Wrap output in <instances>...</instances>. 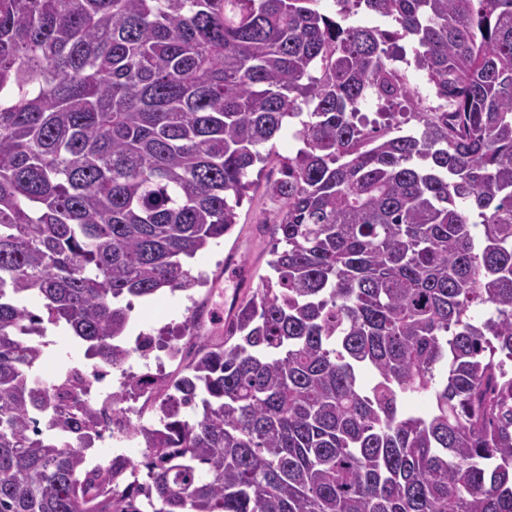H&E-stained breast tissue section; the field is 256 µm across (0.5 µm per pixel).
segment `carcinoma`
I'll return each instance as SVG.
<instances>
[{"label": "carcinoma", "mask_w": 512, "mask_h": 512, "mask_svg": "<svg viewBox=\"0 0 512 512\" xmlns=\"http://www.w3.org/2000/svg\"><path fill=\"white\" fill-rule=\"evenodd\" d=\"M315 2L0 0V512H512V0ZM292 118L273 275L184 323L128 487L88 452L134 384L38 381L31 336L125 365L127 298L204 285ZM111 375V373L105 372L98 373L94 381V389L91 392L90 397L97 406L103 401L111 398L112 394H115L121 384V378H118V387L115 389L114 378L111 377Z\"/></svg>", "instance_id": "cac0c4a2"}]
</instances>
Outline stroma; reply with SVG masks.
Listing matches in <instances>:
<instances>
[{"mask_svg":"<svg viewBox=\"0 0 512 512\" xmlns=\"http://www.w3.org/2000/svg\"><path fill=\"white\" fill-rule=\"evenodd\" d=\"M297 144L291 133L281 132L272 141L275 155H292ZM268 160L262 173H251L252 185L238 209L239 223L218 246L191 259L193 274L202 276L208 294L212 318L200 332L205 336L224 333V320L235 300L250 288L257 287L260 276L269 271L270 238L260 231L263 221L273 218L274 205L265 193L267 178L275 177L276 162ZM187 316L184 294L163 290L147 299H139L136 311L130 315V326L171 340L179 336ZM85 345L72 336L55 335L54 345L46 350L41 363V374L49 378L69 366L88 368L90 361Z\"/></svg>","mask_w":512,"mask_h":512,"instance_id":"stroma-1","label":"stroma"}]
</instances>
